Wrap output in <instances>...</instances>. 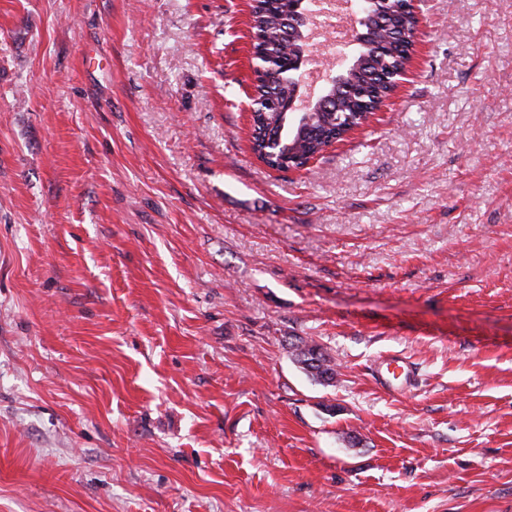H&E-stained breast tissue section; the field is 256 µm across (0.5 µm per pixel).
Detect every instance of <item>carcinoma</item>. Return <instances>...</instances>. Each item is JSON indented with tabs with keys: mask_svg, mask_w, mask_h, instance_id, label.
I'll use <instances>...</instances> for the list:
<instances>
[{
	"mask_svg": "<svg viewBox=\"0 0 512 512\" xmlns=\"http://www.w3.org/2000/svg\"><path fill=\"white\" fill-rule=\"evenodd\" d=\"M291 14V0H260L250 17L256 65L266 76L252 112L251 149L278 171L291 160L302 165L322 156L348 129L363 125L391 92L392 75L405 64V39L414 24L406 0H380L378 8L364 15L367 38L360 56L347 65L341 81L327 88L331 101L298 115L287 109L294 76L286 53L298 57L307 44L287 39ZM292 348L295 362L313 379L328 385L336 378L335 363L322 346L301 340Z\"/></svg>",
	"mask_w": 512,
	"mask_h": 512,
	"instance_id": "cac0c4a2",
	"label": "carcinoma"
}]
</instances>
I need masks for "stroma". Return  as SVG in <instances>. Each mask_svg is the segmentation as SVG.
Segmentation results:
<instances>
[{
  "label": "stroma",
  "instance_id": "obj_1",
  "mask_svg": "<svg viewBox=\"0 0 512 512\" xmlns=\"http://www.w3.org/2000/svg\"><path fill=\"white\" fill-rule=\"evenodd\" d=\"M249 4L0 0V512H512V0L289 172ZM292 348L295 362L313 379L321 384L329 385L336 378V365L321 345L301 340L299 343L293 344ZM329 373L330 375L327 377L323 376ZM371 377L385 391L402 393L414 385L415 369L405 358L386 359L375 365Z\"/></svg>",
  "mask_w": 512,
  "mask_h": 512
}]
</instances>
